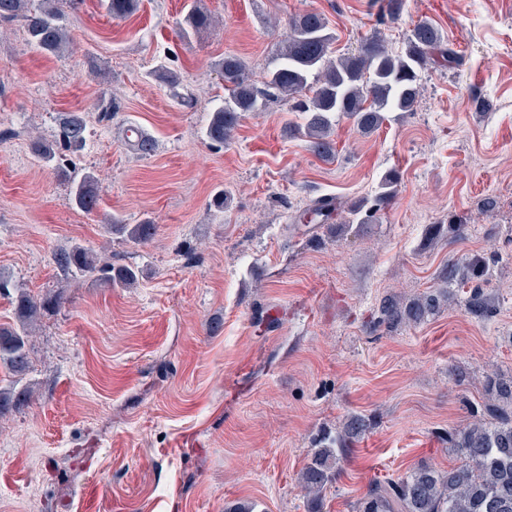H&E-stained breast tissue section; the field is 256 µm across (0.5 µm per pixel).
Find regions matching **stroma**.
Masks as SVG:
<instances>
[{"mask_svg":"<svg viewBox=\"0 0 512 512\" xmlns=\"http://www.w3.org/2000/svg\"><path fill=\"white\" fill-rule=\"evenodd\" d=\"M191 3L141 0L114 20L79 0L63 58L0 23V276L65 296L30 340L32 401L0 420V512H306L301 469L356 414L367 428L323 492V512H355L374 480L457 465L443 435L470 422L486 376L512 375V0H407L383 26L381 0H201L220 25L185 38ZM307 10L336 54L377 31L402 46L427 20L463 64L428 65L414 110L372 133L337 118L329 160L284 133L279 102L245 113L228 143L207 140L224 54L263 79L281 38L269 20ZM72 111L86 146L47 167L32 139L54 140ZM131 125L151 154L127 141ZM59 165L98 177L96 210L74 205ZM393 169L379 223L294 225L318 199L374 195ZM454 214L465 234L432 237ZM114 217L157 232L131 240ZM75 245L138 284L71 283L53 255ZM474 255L494 316L467 313L462 288L420 323L370 330L384 298L438 294L448 263Z\"/></svg>","mask_w":512,"mask_h":512,"instance_id":"35a3bbf8","label":"stroma"}]
</instances>
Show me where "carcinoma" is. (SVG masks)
Segmentation results:
<instances>
[{
  "mask_svg": "<svg viewBox=\"0 0 512 512\" xmlns=\"http://www.w3.org/2000/svg\"><path fill=\"white\" fill-rule=\"evenodd\" d=\"M72 0H0V21L20 20L30 46L46 55L62 56L72 39L64 24L65 8ZM107 14L122 20L135 13L139 0H103ZM195 30L208 28L212 16L192 6L184 18ZM287 31L279 42L276 65L268 73L265 89L257 87L246 62L233 53L224 54L219 74L226 97L210 115L205 136L224 144L232 139L242 117L257 108L258 96L282 100L290 112H299L303 122L290 126V132L304 139L309 150L319 158L336 152L332 138L333 119L344 116L363 133L377 130L386 112H409L421 96V71L430 62L443 58L459 64L461 56L453 43L428 22L416 24L406 38L404 48L395 51L378 32L362 40L355 51L338 57L332 55L334 36L327 32L322 13L306 11L288 17ZM83 115L65 112L58 119L55 142L36 140L35 156L50 163L57 147L79 152L86 145ZM397 171L387 174L381 191L372 197L356 200L347 207L349 224H372L389 206L398 183ZM72 200L90 212L98 205L97 179L85 174L72 180ZM334 209L321 199L300 211L294 221L302 224L325 222ZM127 237L145 241L155 231L149 223L125 224L114 218ZM54 263L73 278L94 283L130 287L138 275L130 267H114L94 252L73 246L54 254ZM10 294L14 301V318L0 324V367L13 380L0 386V419L20 409L31 397L23 383L30 369L29 341L42 314L64 303L58 293L35 297L20 286H9L0 279V295ZM437 298L423 294L412 299L386 298L380 304L377 325L391 327L402 321L419 322L435 310ZM467 310L474 316L487 317L494 304L479 287L472 289ZM483 411L470 426L448 432V448L460 456V463L447 470L421 464L396 479L375 481L359 500L356 512H512V377L489 379ZM366 421L359 415L347 418L343 430L326 438L328 445L316 450L300 472L299 483L307 496V512H322V493L337 480L338 463L353 442L365 430Z\"/></svg>",
  "mask_w": 512,
  "mask_h": 512,
  "instance_id": "cac0c4a2",
  "label": "carcinoma"
}]
</instances>
